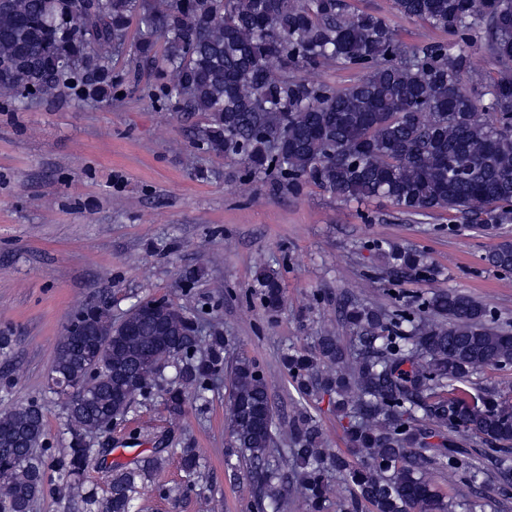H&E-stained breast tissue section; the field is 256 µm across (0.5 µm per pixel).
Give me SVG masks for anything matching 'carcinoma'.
<instances>
[{
  "label": "carcinoma",
  "mask_w": 512,
  "mask_h": 512,
  "mask_svg": "<svg viewBox=\"0 0 512 512\" xmlns=\"http://www.w3.org/2000/svg\"><path fill=\"white\" fill-rule=\"evenodd\" d=\"M393 8L452 30L456 41L408 46L385 16L355 12L347 0H0V97L24 104L80 88L109 102L112 59L135 24V60L160 68L162 106L203 115L197 140L239 158L245 175L273 176L291 195L313 184L345 203L383 198L410 217L448 211L484 230L512 224V0H393ZM478 41L496 69L468 84ZM325 65L361 75L343 89L303 75ZM387 254L395 272L427 269L422 252L390 245ZM486 261L512 272V242ZM257 281L264 308L277 311L278 280L261 270ZM338 308L339 330L282 363L301 398L328 397L343 451L325 444L306 409L283 428L257 362H228L223 332L201 335L173 300L143 299L118 322L106 302L83 309L48 379L73 427L68 451L54 453L41 401L0 414V512H33L51 480L81 512H133L161 451L109 466L100 496L84 480L89 462L108 452L99 438L126 418L134 395L153 400L165 369L174 370L165 406L180 415L188 391L205 406L227 364L225 454L237 457L264 512H282L298 494L309 512H324L334 478L350 488L340 512H453L433 482L440 474L508 492L512 386L479 393L471 376L512 367V330L459 292L392 310L344 293ZM167 452L204 481L199 449Z\"/></svg>",
  "instance_id": "1"
}]
</instances>
